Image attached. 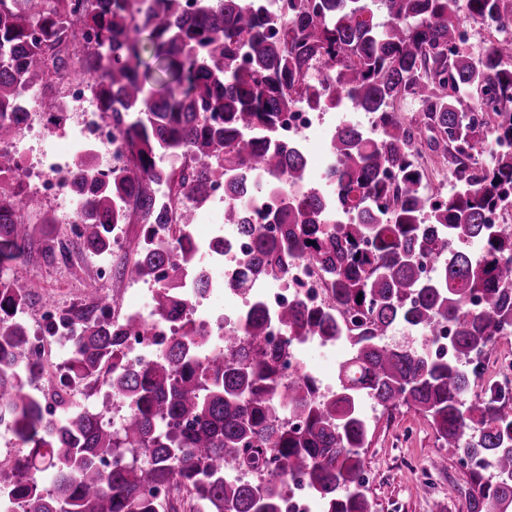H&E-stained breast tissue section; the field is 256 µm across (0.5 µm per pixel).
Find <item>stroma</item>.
I'll return each instance as SVG.
<instances>
[{"label": "stroma", "mask_w": 512, "mask_h": 512, "mask_svg": "<svg viewBox=\"0 0 512 512\" xmlns=\"http://www.w3.org/2000/svg\"><path fill=\"white\" fill-rule=\"evenodd\" d=\"M360 112L350 109L323 113L321 124L303 141L308 160V180L319 186L318 174L325 159L328 140L337 125L355 123ZM38 256L29 262H17L15 276L26 283L32 293L62 305L83 304L88 300L87 282L95 278L91 265L67 270L64 276L36 283L26 270L27 263H38ZM371 442L366 450V469L371 475L368 493L374 512H466L464 501L450 494L453 483L464 482L466 470L458 459H449L446 470L434 472L428 484L417 482L402 463L403 455L421 462H432L439 453L438 442L428 422L413 410L402 408L392 414H381L374 421Z\"/></svg>", "instance_id": "1"}]
</instances>
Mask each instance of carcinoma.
I'll return each instance as SVG.
<instances>
[{
  "label": "carcinoma",
  "instance_id": "cac0c4a2",
  "mask_svg": "<svg viewBox=\"0 0 512 512\" xmlns=\"http://www.w3.org/2000/svg\"><path fill=\"white\" fill-rule=\"evenodd\" d=\"M0 0V111L29 89L53 101L81 71L118 129L124 159L103 176L75 163L91 192L77 250L104 255L112 226L141 224L130 272L157 286L153 316L178 319L191 277L204 283L188 225L224 183V223L254 238L246 265L226 282L239 291L254 276L285 278L303 260L323 275L327 301L281 309L290 336H352L336 390L317 394L307 373L285 383L286 352L264 345L270 318L258 305L223 350L184 328L153 366L114 365L142 323L112 320L108 298L94 312L72 308L76 325L67 375L47 389L30 384L45 365L24 347L18 317L28 289L4 272L34 244L26 214L55 223L40 204L19 206L0 183V423L24 448L0 502L27 512H283L287 476H302L323 512H372L363 484L372 425L367 396L428 421L448 457L472 462L467 512H512V400L466 398L478 367L461 362L492 349L512 330V233L487 213L512 190V30L500 25L512 0ZM490 32L474 56L456 49L464 21ZM94 38L77 40L69 28ZM346 100L373 113L370 134L342 124L328 145L329 190L309 185L299 144L278 137L298 104L331 108ZM483 104L480 118L469 103ZM448 171L434 192L420 159ZM183 197L191 207L173 218ZM178 221L167 247L149 228ZM430 253L437 270L420 275ZM483 301L474 313L469 299ZM453 325L451 355L390 347L398 323L430 333ZM208 357H203L204 353ZM102 379L98 411L71 404L73 382ZM131 411L107 421L113 399ZM282 471L251 485L225 467ZM488 458L494 473L473 463ZM165 487L170 496L151 500Z\"/></svg>",
  "mask_w": 512,
  "mask_h": 512
}]
</instances>
